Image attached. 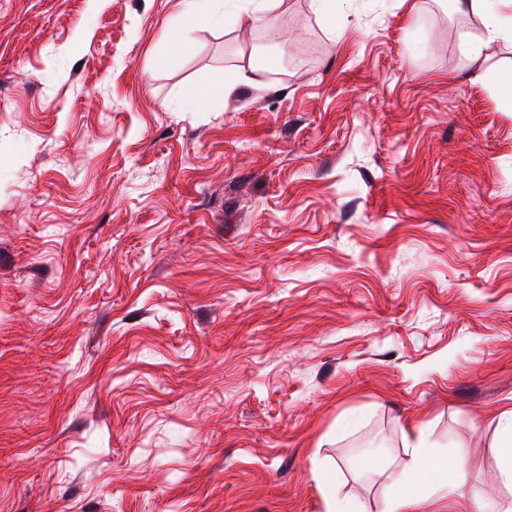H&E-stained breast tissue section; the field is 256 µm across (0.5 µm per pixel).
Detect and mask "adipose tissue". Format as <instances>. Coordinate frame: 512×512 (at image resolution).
I'll use <instances>...</instances> for the list:
<instances>
[{
    "mask_svg": "<svg viewBox=\"0 0 512 512\" xmlns=\"http://www.w3.org/2000/svg\"><path fill=\"white\" fill-rule=\"evenodd\" d=\"M457 12L478 17L482 35L466 38L463 53L478 59L492 44L512 41V0H496L488 9L487 0H454ZM284 0H188L185 14L220 25L226 17L242 24L263 28L270 41H278L279 14ZM409 458L399 464L376 462L374 470L385 477L386 512H446L449 499L465 504L470 498L466 469L468 449L454 455L437 451L423 431L410 429L404 434Z\"/></svg>",
    "mask_w": 512,
    "mask_h": 512,
    "instance_id": "1",
    "label": "adipose tissue"
}]
</instances>
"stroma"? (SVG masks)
I'll list each match as a JSON object with an SVG mask.
<instances>
[{"mask_svg": "<svg viewBox=\"0 0 512 512\" xmlns=\"http://www.w3.org/2000/svg\"><path fill=\"white\" fill-rule=\"evenodd\" d=\"M182 7L0 0V512H324L323 468L383 512L362 453L410 424L511 506L512 44L466 59L453 0H287L275 44ZM266 68L255 65L250 66V73L239 72L236 81L224 77V93L231 94L237 83H246L254 89H260L264 86V76ZM504 418L507 420V426L499 434L496 448L499 456L501 479L512 485V410L506 411Z\"/></svg>", "mask_w": 512, "mask_h": 512, "instance_id": "1", "label": "stroma"}]
</instances>
